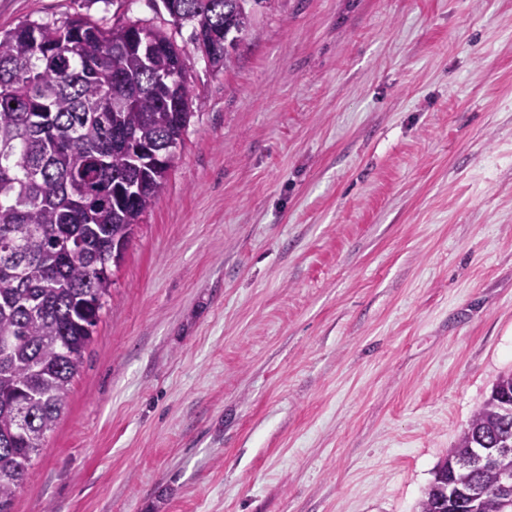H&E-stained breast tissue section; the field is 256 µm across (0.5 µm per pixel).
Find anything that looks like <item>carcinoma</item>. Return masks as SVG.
I'll return each instance as SVG.
<instances>
[{"mask_svg": "<svg viewBox=\"0 0 512 512\" xmlns=\"http://www.w3.org/2000/svg\"><path fill=\"white\" fill-rule=\"evenodd\" d=\"M161 2L215 69L230 62L224 35L241 40L252 20H224L225 0ZM191 106L182 49L160 30L78 16L0 34V512L80 372L110 295L104 265L165 188L171 162L138 149L181 140ZM508 400L512 371L437 464L419 512H512Z\"/></svg>", "mask_w": 512, "mask_h": 512, "instance_id": "1", "label": "carcinoma"}]
</instances>
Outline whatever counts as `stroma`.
I'll use <instances>...</instances> for the list:
<instances>
[{"label":"stroma","instance_id":"35a3bbf8","mask_svg":"<svg viewBox=\"0 0 512 512\" xmlns=\"http://www.w3.org/2000/svg\"><path fill=\"white\" fill-rule=\"evenodd\" d=\"M185 46L165 190L13 512H417L512 370V0H0ZM161 0L168 13L184 18L193 23L190 39L195 48L203 55L205 51L208 64L215 68H225L230 62V51L224 53V31L231 41H240L248 30L252 14L244 11L225 22L224 15L229 19L242 7L239 0ZM232 45V46H233Z\"/></svg>","mask_w":512,"mask_h":512}]
</instances>
